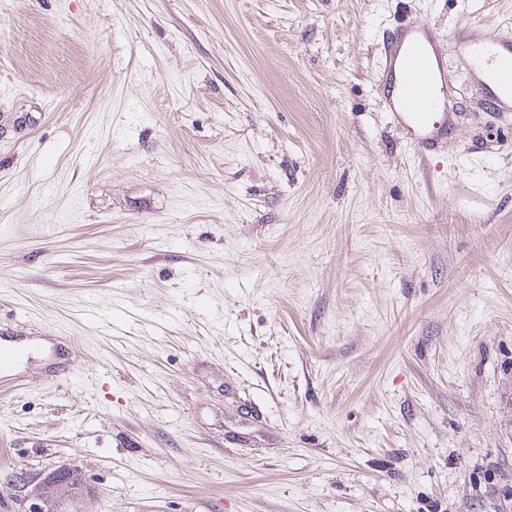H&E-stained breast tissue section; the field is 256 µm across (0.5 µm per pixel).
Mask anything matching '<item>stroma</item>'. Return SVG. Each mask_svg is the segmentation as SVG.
<instances>
[{
    "label": "stroma",
    "instance_id": "stroma-1",
    "mask_svg": "<svg viewBox=\"0 0 512 512\" xmlns=\"http://www.w3.org/2000/svg\"><path fill=\"white\" fill-rule=\"evenodd\" d=\"M434 30L422 156L376 77ZM512 0H0V473L78 512H512ZM463 29L457 31L456 41L465 46L479 61L493 62L489 74L494 82L511 91L512 98V39L498 34H485L478 40L462 36ZM68 471V479L63 481L58 479L53 472L51 475L42 478L40 482L34 485L36 492L34 495L39 499L47 512H73L77 501L82 497L84 491L87 490L85 480L81 473L76 470L61 468L56 473L64 475Z\"/></svg>",
    "mask_w": 512,
    "mask_h": 512
}]
</instances>
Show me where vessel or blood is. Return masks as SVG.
<instances>
[{"label":"vessel or blood","instance_id":"obj_1","mask_svg":"<svg viewBox=\"0 0 512 512\" xmlns=\"http://www.w3.org/2000/svg\"><path fill=\"white\" fill-rule=\"evenodd\" d=\"M429 26L406 27L396 45L385 54L380 78L391 89L390 114L407 142L416 151L431 149L447 139L448 125L437 118L443 109L439 91L445 73L441 52L435 51ZM461 43L478 60L492 62L490 75L502 88L512 91V39L486 34L480 40Z\"/></svg>","mask_w":512,"mask_h":512}]
</instances>
